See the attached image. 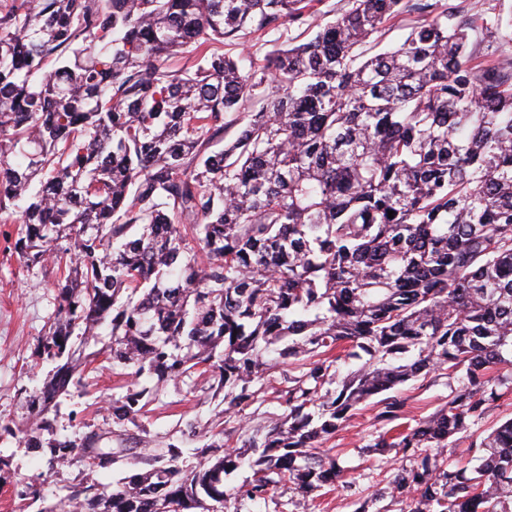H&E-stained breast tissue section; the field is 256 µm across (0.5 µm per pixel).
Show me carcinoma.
Masks as SVG:
<instances>
[{
  "mask_svg": "<svg viewBox=\"0 0 512 512\" xmlns=\"http://www.w3.org/2000/svg\"><path fill=\"white\" fill-rule=\"evenodd\" d=\"M315 2L0 0V223L20 225L25 264L57 267L37 345L57 366L29 420L48 423L92 364L72 336L106 320L112 368L191 392L204 378L226 405L154 438L131 384L112 400V464L133 472L38 512H281L280 487L315 508L342 477L324 444L369 401L367 453L405 464L352 512H512V419L466 461L447 453L512 387V61L471 64L448 5L374 52L402 0H351L249 73L224 54ZM442 375L455 394L414 427L407 398L373 400ZM271 398L284 415L249 452L228 447ZM101 441L49 451L64 466Z\"/></svg>",
  "mask_w": 512,
  "mask_h": 512,
  "instance_id": "cac0c4a2",
  "label": "carcinoma"
}]
</instances>
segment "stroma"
Instances as JSON below:
<instances>
[{"label": "stroma", "instance_id": "obj_1", "mask_svg": "<svg viewBox=\"0 0 512 512\" xmlns=\"http://www.w3.org/2000/svg\"><path fill=\"white\" fill-rule=\"evenodd\" d=\"M458 16L472 24L473 59H512V0H449ZM17 227L0 223V456L9 464L0 470V512H38L42 504L55 503L82 486L107 485L120 477V470L93 472L84 462L73 460L52 465L48 443L75 439L89 430L112 429L113 398L122 395L125 377L113 374L111 360L101 353L111 342L110 325H102L90 341L88 351L99 353L94 371L85 375L83 385L70 386L61 396L56 413L40 430L42 447L30 448L25 435L30 428L22 393L40 388L54 365L38 359L35 348L57 308L54 273L48 266H26L14 249ZM408 398L407 420L430 416L447 402L451 393L447 379L428 386L411 381L401 387ZM222 398L186 393L168 384L145 423L151 434L167 433L186 417L208 424L223 410ZM376 432L371 407H364L334 443L349 487L322 500L324 512H351L348 497H371L376 486L369 456L363 448Z\"/></svg>", "mask_w": 512, "mask_h": 512}]
</instances>
